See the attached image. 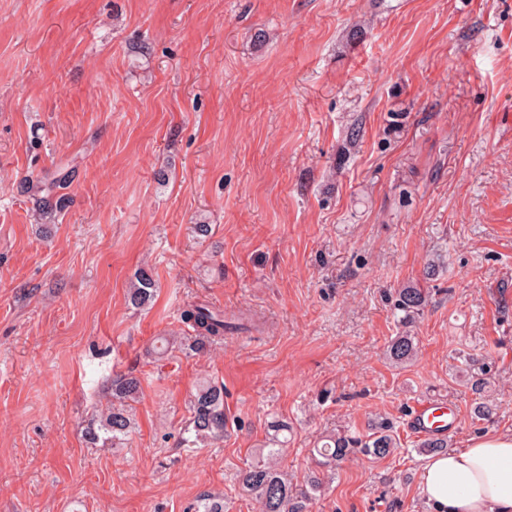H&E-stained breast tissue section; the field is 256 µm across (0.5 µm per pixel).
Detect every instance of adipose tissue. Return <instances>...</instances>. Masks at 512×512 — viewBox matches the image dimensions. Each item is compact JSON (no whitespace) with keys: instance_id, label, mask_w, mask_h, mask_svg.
<instances>
[{"instance_id":"ef3b65f1","label":"adipose tissue","mask_w":512,"mask_h":512,"mask_svg":"<svg viewBox=\"0 0 512 512\" xmlns=\"http://www.w3.org/2000/svg\"><path fill=\"white\" fill-rule=\"evenodd\" d=\"M420 492L428 512H512V434L486 433L430 456Z\"/></svg>"}]
</instances>
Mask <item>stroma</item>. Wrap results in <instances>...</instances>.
<instances>
[{
    "instance_id": "obj_1",
    "label": "stroma",
    "mask_w": 512,
    "mask_h": 512,
    "mask_svg": "<svg viewBox=\"0 0 512 512\" xmlns=\"http://www.w3.org/2000/svg\"><path fill=\"white\" fill-rule=\"evenodd\" d=\"M68 170V206L37 218L20 181ZM408 284L428 301L395 365ZM193 302L223 341L155 359ZM128 372L136 428L91 447ZM205 379L234 424L185 448ZM421 398L453 411L449 448L512 433V0H0V512H191L205 491L259 512L237 473L273 416L298 481L320 436L396 426L311 512H425ZM154 282L147 272H141L135 277L128 298L135 307L147 306L154 297Z\"/></svg>"
}]
</instances>
